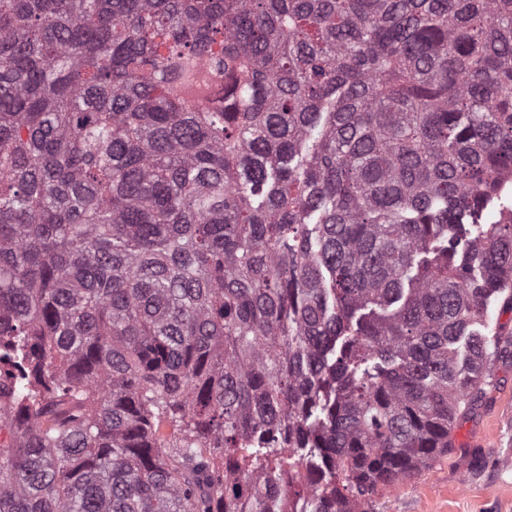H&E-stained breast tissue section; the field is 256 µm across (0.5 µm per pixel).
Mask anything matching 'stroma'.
I'll return each instance as SVG.
<instances>
[{"label":"stroma","mask_w":512,"mask_h":512,"mask_svg":"<svg viewBox=\"0 0 512 512\" xmlns=\"http://www.w3.org/2000/svg\"><path fill=\"white\" fill-rule=\"evenodd\" d=\"M448 453L374 497L372 512H512V358L461 416Z\"/></svg>","instance_id":"1"}]
</instances>
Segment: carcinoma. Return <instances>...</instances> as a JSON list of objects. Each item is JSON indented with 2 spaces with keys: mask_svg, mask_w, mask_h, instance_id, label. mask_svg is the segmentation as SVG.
<instances>
[{
  "mask_svg": "<svg viewBox=\"0 0 512 512\" xmlns=\"http://www.w3.org/2000/svg\"><path fill=\"white\" fill-rule=\"evenodd\" d=\"M511 178L512 0H0V512H369L512 354ZM509 294L506 290L502 294L491 297L487 306V324L489 330L496 331L502 335V339L506 340L508 336H512V312L506 311L504 308V299Z\"/></svg>",
  "mask_w": 512,
  "mask_h": 512,
  "instance_id": "obj_1",
  "label": "carcinoma"
}]
</instances>
